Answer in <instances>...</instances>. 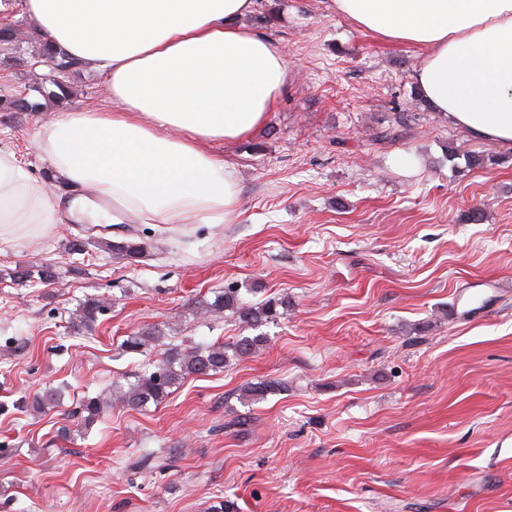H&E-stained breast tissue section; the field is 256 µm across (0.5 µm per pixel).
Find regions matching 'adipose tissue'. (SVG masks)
Listing matches in <instances>:
<instances>
[{"mask_svg":"<svg viewBox=\"0 0 512 512\" xmlns=\"http://www.w3.org/2000/svg\"><path fill=\"white\" fill-rule=\"evenodd\" d=\"M256 0H0L103 78L112 107L59 113L36 140L55 192L0 151V252L57 224H159L175 235L239 217L212 151L260 130L284 55L241 27ZM357 28L425 48L414 77L449 122L512 147V0H330Z\"/></svg>","mask_w":512,"mask_h":512,"instance_id":"adipose-tissue-1","label":"adipose tissue"}]
</instances>
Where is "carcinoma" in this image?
<instances>
[{
  "label": "carcinoma",
  "mask_w": 512,
  "mask_h": 512,
  "mask_svg": "<svg viewBox=\"0 0 512 512\" xmlns=\"http://www.w3.org/2000/svg\"><path fill=\"white\" fill-rule=\"evenodd\" d=\"M40 58L52 62L58 68L68 70L69 78L62 83L51 78L49 82L54 89L48 91L43 87H36L34 91L45 99L68 97L70 76L78 72L82 67V62L61 50L52 48L45 42L42 43ZM88 245H93L129 262L141 258L145 251L143 244L138 242H116L102 237L73 240L70 242V250L74 253H81ZM14 278L20 282L50 283L55 280V270L50 265L19 269L15 271ZM277 306L279 303L271 299L257 306L248 305L240 299L237 290L226 288L215 302H200L198 311L204 315L219 316L228 310L242 323L252 328L276 317ZM102 311L103 305L97 298H86L80 304L76 317L72 319L73 331L76 333L93 331L98 315ZM160 338V331L147 327L127 336L122 347L127 353L142 354L150 343L156 342ZM265 342L266 337L256 335L241 336L229 348L219 343L197 345L187 350L173 347L166 352L164 358L147 364L143 370L136 373L135 380L129 384L128 390L119 395V401L132 409H142L150 403L157 406L171 394V389L180 384L182 380L192 375L221 372L229 363L230 356L243 357L255 354L264 346ZM285 389L284 382L269 379L248 385L243 389V396L247 400L257 402L265 399L269 394L282 392ZM104 407L105 404L97 397L84 399L81 404V415L78 417L79 425L83 428L89 427L103 413Z\"/></svg>",
  "instance_id": "carcinoma-1"
}]
</instances>
